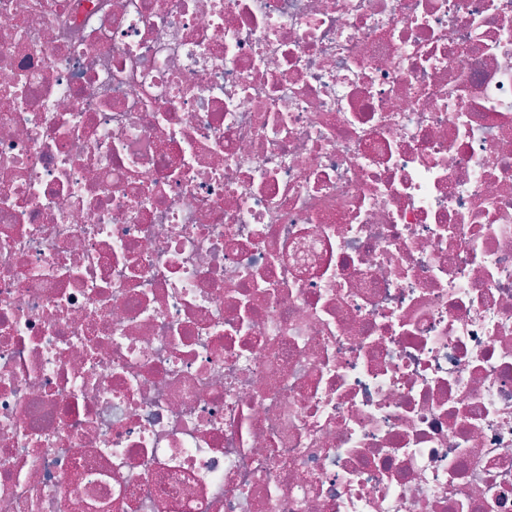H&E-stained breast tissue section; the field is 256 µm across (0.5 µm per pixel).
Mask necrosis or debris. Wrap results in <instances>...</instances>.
Wrapping results in <instances>:
<instances>
[{
  "mask_svg": "<svg viewBox=\"0 0 512 512\" xmlns=\"http://www.w3.org/2000/svg\"><path fill=\"white\" fill-rule=\"evenodd\" d=\"M0 512H512V0H0Z\"/></svg>",
  "mask_w": 512,
  "mask_h": 512,
  "instance_id": "obj_1",
  "label": "necrosis or debris"
}]
</instances>
